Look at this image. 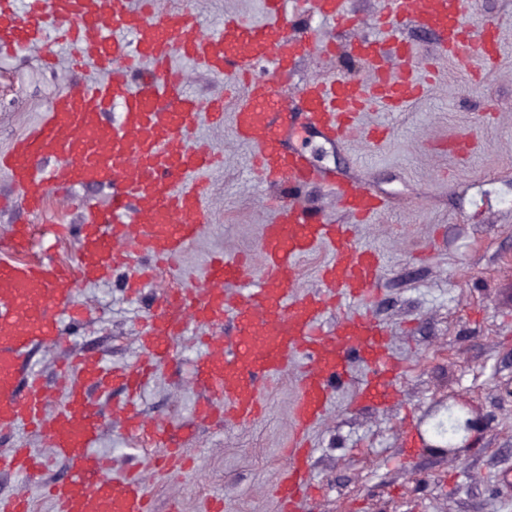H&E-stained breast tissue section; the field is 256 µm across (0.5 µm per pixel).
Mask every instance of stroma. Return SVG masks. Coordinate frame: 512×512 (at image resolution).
<instances>
[{
	"mask_svg": "<svg viewBox=\"0 0 512 512\" xmlns=\"http://www.w3.org/2000/svg\"><path fill=\"white\" fill-rule=\"evenodd\" d=\"M161 2L196 11L209 29L228 13L261 17L259 0ZM465 8L473 34L497 27L494 59L444 55L430 33L403 27L401 38L417 52L414 77L422 95L398 111L370 105L360 114V134L346 143L330 145L304 131L295 138L316 164L387 201L385 211L354 224L328 188L311 186L302 193L337 223L351 224L355 243L379 253L377 297L357 310L383 323L390 351L404 365L399 401L373 409L353 405L368 369L352 363L349 381L309 431L308 470L320 494L308 512H512V483L503 480L512 473V0H465ZM51 50L59 60L53 70L42 67L37 49L0 52V152L39 122L67 85L80 77L99 79L96 71L73 72L65 45L52 44ZM177 64L189 75L190 93L203 101L223 96L225 111H232L233 78L183 58ZM346 75L364 79L368 73L347 59L315 55L296 63L294 80ZM194 135L210 139L224 155L211 176V223L176 270L161 273L141 295L128 294L119 274L80 285L76 299L90 317L63 322V345H42L29 354V368L47 382H54L65 358L81 350L101 353L112 364L137 361L156 294L185 280H203L213 253L248 254L250 275L258 277V230L272 214L275 193L251 172V151L230 129L202 125ZM67 196L66 203H52L32 219L19 209H0V235L10 225L33 221L38 250L75 262V240L56 237L51 227L78 223L84 198L105 204L110 192L74 188ZM198 336L194 330L178 338L173 360L136 400L147 420L173 424L176 440L195 459L193 469L159 473L155 450L137 448L110 418L96 448L111 459L113 473L136 468L145 474L154 512H207L217 496L224 500L223 512H276L273 492L288 465L299 369L290 366L265 388V412L253 424L200 423L193 407L205 393L192 373L203 349ZM461 402L472 407L478 422L450 454L441 449L439 430L453 423L451 410ZM60 474L53 467L27 479L0 475V494L28 492L32 512H53L43 488Z\"/></svg>",
	"mask_w": 512,
	"mask_h": 512,
	"instance_id": "35a3bbf8",
	"label": "stroma"
}]
</instances>
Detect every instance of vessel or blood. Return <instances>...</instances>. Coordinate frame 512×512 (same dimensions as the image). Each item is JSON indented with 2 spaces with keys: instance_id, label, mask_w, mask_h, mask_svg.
<instances>
[{
  "instance_id": "1",
  "label": "vessel or blood",
  "mask_w": 512,
  "mask_h": 512,
  "mask_svg": "<svg viewBox=\"0 0 512 512\" xmlns=\"http://www.w3.org/2000/svg\"><path fill=\"white\" fill-rule=\"evenodd\" d=\"M301 2L332 31L351 21L347 0ZM287 3L261 0L263 23L228 14L208 30L195 11L164 9L159 0H25L21 9L16 0H0V47L41 49L51 65L47 45L53 38L68 46L73 70L103 74L98 82L71 83L36 125L0 153V171L29 215L46 213L53 190H111L107 205L85 199L80 224L56 227L58 235L75 237V263L36 253L32 225H12L0 237V439L21 427L35 429L53 450L46 460L14 447L0 455V474L27 477L52 465L62 468L63 477L46 490L54 512H153L140 471L113 475L109 459L97 451L103 413L90 393L119 385L128 397L137 396L168 364L174 341L187 327L201 331L204 345L194 364V379L207 393L194 407L198 420L254 422L265 411V387L298 363L290 465L275 489L280 512H304L315 498L307 433L327 412L350 363L361 361L370 370L356 404L397 394L398 367L378 321L354 314L338 320L335 329L322 327L328 308L373 300L382 280L378 253L356 244L348 225L333 223L296 196L311 185L333 187L341 208L361 221L379 213L385 200L315 166L291 140L301 130L332 144L348 140L369 100L399 108L418 97L413 79L389 76L386 64L391 57L410 67L412 47L400 41L389 50L378 39L356 40L350 50L364 61L370 80L313 79L289 91L297 60L319 48L335 53L338 43H317L311 28L289 34ZM399 8L432 33L443 52L471 57L464 0H400ZM178 55L210 74L235 78L239 92L232 113H225L223 98L202 102L186 93L187 74L173 65ZM203 123L230 124L233 137L250 148L259 180L289 193L261 227L258 279L250 280L244 259L209 258L203 282L160 293L137 362L116 366L87 352L67 362L55 387H48L41 375L27 371L26 358L34 346L62 343L58 306H65L71 322L84 321L88 310L76 300L78 286L117 271L125 272L128 292L140 294L209 223L207 187L218 156L211 144L191 138ZM43 157L55 159L52 171L38 166ZM320 245L330 251L322 286L302 293L298 262ZM56 393L62 402L52 410L48 403ZM118 417L128 436L161 447L155 466L191 469V458L173 446L168 424L145 420L130 404Z\"/></svg>"
}]
</instances>
